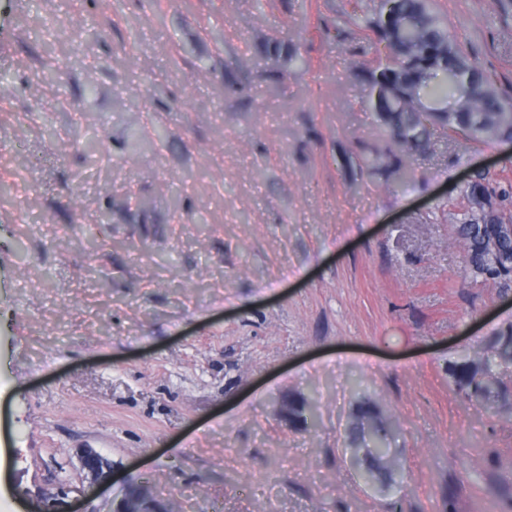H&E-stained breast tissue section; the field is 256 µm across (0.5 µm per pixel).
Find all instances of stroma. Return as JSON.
Segmentation results:
<instances>
[{
  "label": "stroma",
  "instance_id": "1",
  "mask_svg": "<svg viewBox=\"0 0 512 512\" xmlns=\"http://www.w3.org/2000/svg\"><path fill=\"white\" fill-rule=\"evenodd\" d=\"M512 97V0H433ZM350 0H0V512H512V408L448 372L512 325L455 217L512 144L399 178ZM402 483L357 478L360 399ZM318 421L289 418V406ZM115 463L90 484L78 451Z\"/></svg>",
  "mask_w": 512,
  "mask_h": 512
}]
</instances>
